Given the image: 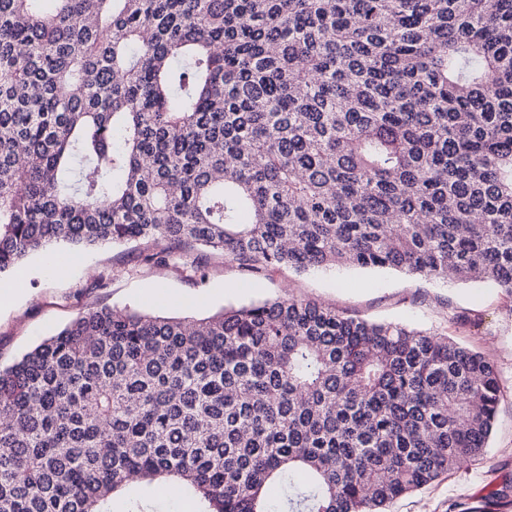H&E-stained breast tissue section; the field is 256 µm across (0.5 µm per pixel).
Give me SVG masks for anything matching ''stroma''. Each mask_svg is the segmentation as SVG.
Masks as SVG:
<instances>
[{
	"label": "stroma",
	"mask_w": 512,
	"mask_h": 512,
	"mask_svg": "<svg viewBox=\"0 0 512 512\" xmlns=\"http://www.w3.org/2000/svg\"><path fill=\"white\" fill-rule=\"evenodd\" d=\"M73 255L59 274L48 258L30 257L15 303L0 308V364L8 365L91 307L198 319L222 308L279 297L312 299L371 322L399 323L448 336L486 355L503 382L496 421L475 461L397 500L390 512H512L496 492L512 486V295L490 282H443L389 269L336 267L298 273L270 267L258 273L211 255L204 278L177 267L148 268L135 245H107Z\"/></svg>",
	"instance_id": "35a3bbf8"
}]
</instances>
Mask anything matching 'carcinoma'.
<instances>
[{
	"label": "carcinoma",
	"instance_id": "carcinoma-1",
	"mask_svg": "<svg viewBox=\"0 0 512 512\" xmlns=\"http://www.w3.org/2000/svg\"><path fill=\"white\" fill-rule=\"evenodd\" d=\"M0 0V276L65 243L512 294V0ZM501 379L281 297L92 307L0 366V512H388L481 454ZM287 483L272 505L269 489ZM173 487L172 495L160 494V489H153L151 491L143 492L138 486L132 487V490L138 493L141 497L142 504L144 507L143 512H189L194 507V512H198L197 504L183 491V489L177 485L169 484ZM181 502H184L183 510H178L181 507Z\"/></svg>",
	"mask_w": 512,
	"mask_h": 512
}]
</instances>
